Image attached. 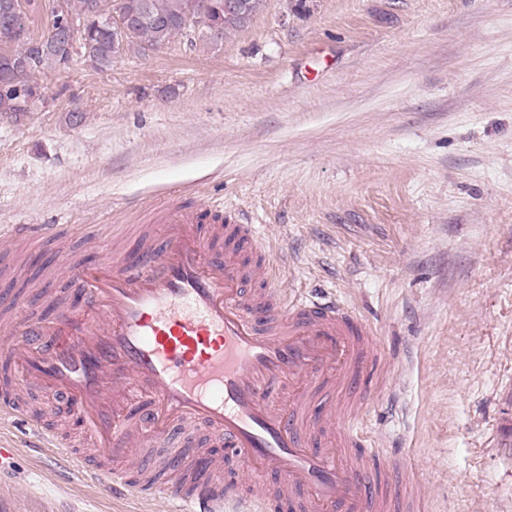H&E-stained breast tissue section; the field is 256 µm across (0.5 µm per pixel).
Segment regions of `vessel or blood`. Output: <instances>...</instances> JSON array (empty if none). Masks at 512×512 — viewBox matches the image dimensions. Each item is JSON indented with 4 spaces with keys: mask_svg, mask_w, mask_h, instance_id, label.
Wrapping results in <instances>:
<instances>
[{
    "mask_svg": "<svg viewBox=\"0 0 512 512\" xmlns=\"http://www.w3.org/2000/svg\"><path fill=\"white\" fill-rule=\"evenodd\" d=\"M137 251L104 245L96 262L63 260L72 296L54 293L44 319L20 296H0V329L22 340L20 368L0 378V420L25 418L24 387L50 390L90 438L95 458L77 459L50 428L33 427V447L56 449L81 480L109 497H165L178 512H270V498L229 494L225 474L246 458L278 479L288 512H422L401 497L391 472L371 467L357 419L317 412L322 397L363 399L376 363L373 330L332 301L245 290L240 255L256 245L239 212L179 199L155 208ZM62 227L15 224V239L58 242ZM214 448L206 475L177 481L134 476L113 460L135 441L162 440L175 458Z\"/></svg>",
    "mask_w": 512,
    "mask_h": 512,
    "instance_id": "vessel-or-blood-1",
    "label": "vessel or blood"
}]
</instances>
